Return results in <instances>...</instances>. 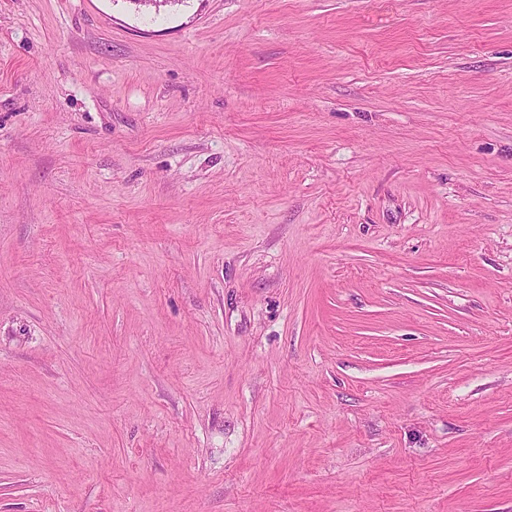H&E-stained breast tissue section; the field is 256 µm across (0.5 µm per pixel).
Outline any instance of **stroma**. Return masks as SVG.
Segmentation results:
<instances>
[{
	"mask_svg": "<svg viewBox=\"0 0 512 512\" xmlns=\"http://www.w3.org/2000/svg\"><path fill=\"white\" fill-rule=\"evenodd\" d=\"M0 512H512V0H0Z\"/></svg>",
	"mask_w": 512,
	"mask_h": 512,
	"instance_id": "stroma-1",
	"label": "stroma"
}]
</instances>
